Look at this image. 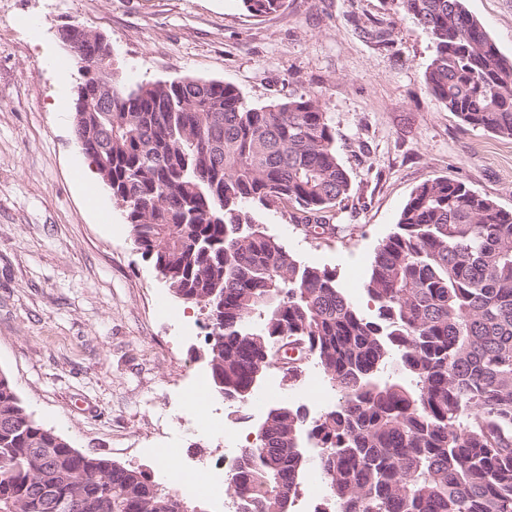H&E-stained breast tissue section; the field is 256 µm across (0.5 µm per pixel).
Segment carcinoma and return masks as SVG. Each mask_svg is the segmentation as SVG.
Wrapping results in <instances>:
<instances>
[{
  "label": "carcinoma",
  "mask_w": 512,
  "mask_h": 512,
  "mask_svg": "<svg viewBox=\"0 0 512 512\" xmlns=\"http://www.w3.org/2000/svg\"><path fill=\"white\" fill-rule=\"evenodd\" d=\"M431 37L426 91L462 122L512 140V57L464 0H390ZM251 17L285 0H242ZM93 73L76 95V140L97 141L126 203L134 244L175 297L208 309L219 336L211 387L254 402L274 365L312 360L338 404L267 407L248 460L227 477L245 512H288L307 465L332 512H512V210L461 181L416 187L376 249L354 304L336 271L304 265L259 221L290 207L305 228L335 231L350 192L324 94L247 104L228 83L116 80L110 43L68 26ZM0 512H178L181 499L132 466L82 456L26 412L0 372Z\"/></svg>",
  "instance_id": "obj_1"
}]
</instances>
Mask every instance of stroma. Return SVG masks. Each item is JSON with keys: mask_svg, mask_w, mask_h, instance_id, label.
<instances>
[{"mask_svg": "<svg viewBox=\"0 0 512 512\" xmlns=\"http://www.w3.org/2000/svg\"><path fill=\"white\" fill-rule=\"evenodd\" d=\"M512 56V0H466ZM71 24L104 34L125 84L179 78L235 86L252 106L326 95L351 191L340 232L306 234L289 209L260 221L306 265L335 270L360 308L378 245L412 191L464 182L512 210V140L474 128L430 96L433 45L389 0H287L251 17L240 0H0V371L26 410L80 452L146 470L171 487L156 451H178L183 481L254 443L261 413L227 406L209 383L205 316L176 297L137 251L124 210L73 134L77 69L58 39ZM317 384L319 396L300 389ZM203 394L234 442L186 423ZM281 395L310 417L338 395L315 364Z\"/></svg>", "mask_w": 512, "mask_h": 512, "instance_id": "35a3bbf8", "label": "stroma"}]
</instances>
